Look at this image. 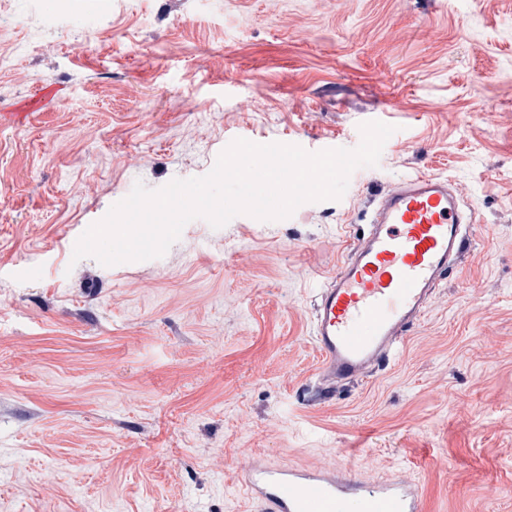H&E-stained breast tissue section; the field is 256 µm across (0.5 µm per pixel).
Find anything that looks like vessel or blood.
<instances>
[{
    "instance_id": "b4317fda",
    "label": "vessel or blood",
    "mask_w": 512,
    "mask_h": 512,
    "mask_svg": "<svg viewBox=\"0 0 512 512\" xmlns=\"http://www.w3.org/2000/svg\"><path fill=\"white\" fill-rule=\"evenodd\" d=\"M466 221L441 175L404 179L379 197L369 233L352 238L341 267L318 291L313 340L328 388L390 363L404 332L459 263ZM241 482L262 512H424L419 488L397 476L368 486L330 469L256 460Z\"/></svg>"
}]
</instances>
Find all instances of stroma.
<instances>
[{"label":"stroma","instance_id":"1","mask_svg":"<svg viewBox=\"0 0 512 512\" xmlns=\"http://www.w3.org/2000/svg\"><path fill=\"white\" fill-rule=\"evenodd\" d=\"M0 512H262L254 460L400 474L425 512H512V0H0ZM395 126L341 199L73 260L135 183L237 138ZM475 212L384 370L324 393L312 314L377 195Z\"/></svg>","mask_w":512,"mask_h":512}]
</instances>
